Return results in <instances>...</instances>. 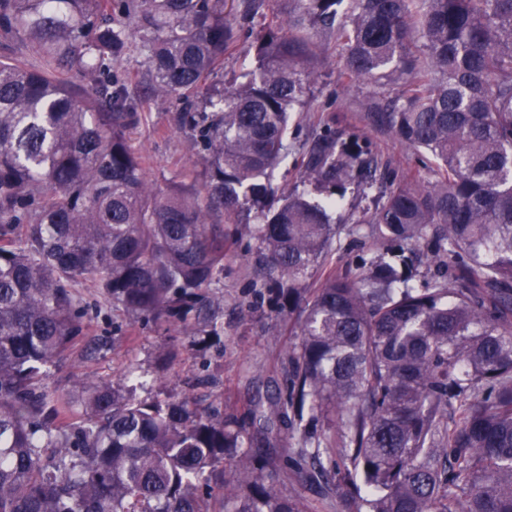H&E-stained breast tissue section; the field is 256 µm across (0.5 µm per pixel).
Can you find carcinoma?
Here are the masks:
<instances>
[{
	"mask_svg": "<svg viewBox=\"0 0 512 512\" xmlns=\"http://www.w3.org/2000/svg\"><path fill=\"white\" fill-rule=\"evenodd\" d=\"M255 2L0 0V37L41 61L0 58V512H307L283 454L347 512H512V0H275L259 20ZM321 38L349 81L399 84L365 119L436 166L371 198L354 266L333 264L330 212L389 164L321 115L294 146ZM244 39L254 64L226 86ZM147 102L200 155L163 188L133 139ZM241 246L250 294L298 336L276 396L202 412L160 376L150 400L46 383L98 294L199 354L223 344Z\"/></svg>",
	"mask_w": 512,
	"mask_h": 512,
	"instance_id": "obj_1",
	"label": "carcinoma"
}]
</instances>
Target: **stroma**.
<instances>
[{
	"label": "stroma",
	"mask_w": 512,
	"mask_h": 512,
	"mask_svg": "<svg viewBox=\"0 0 512 512\" xmlns=\"http://www.w3.org/2000/svg\"><path fill=\"white\" fill-rule=\"evenodd\" d=\"M345 48L340 41H329L318 58L317 81L308 110H325L337 131L353 132L371 140L382 157L391 162L394 176L417 172L421 183L432 180V173L421 167L420 155L392 136L367 126L364 113L374 88L367 83L348 85L342 77ZM146 119L135 135V145L147 160L149 181L163 183L183 166L193 163L185 135L172 122L168 106L146 103ZM252 274L247 257L235 256L224 264V346L205 354L193 353L184 337L172 336L156 324L130 323L128 317L113 311L105 297H97L88 320V338L103 342L104 348L93 360H81L78 350L66 352L53 369L51 380L63 390H71L79 379L94 377L121 383L129 371L141 374L147 382L142 397L152 396L153 360L168 343L179 347V354L163 382L176 393L187 391L190 382L213 375L216 386L201 389L200 407L221 400L244 409L250 401L266 399L284 383V350L289 334L271 335L274 313L268 300L256 303L254 312L243 315L240 303ZM284 492L302 497L310 512H344L338 499L324 496L317 483L296 478L290 471L280 477Z\"/></svg>",
	"instance_id": "35a3bbf8"
}]
</instances>
